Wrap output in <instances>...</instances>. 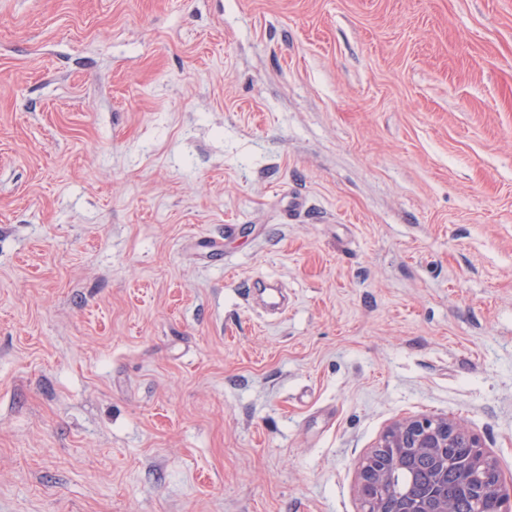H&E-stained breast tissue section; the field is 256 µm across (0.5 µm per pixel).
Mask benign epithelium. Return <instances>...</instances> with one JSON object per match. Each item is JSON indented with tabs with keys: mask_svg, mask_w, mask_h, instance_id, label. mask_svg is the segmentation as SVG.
Wrapping results in <instances>:
<instances>
[{
	"mask_svg": "<svg viewBox=\"0 0 512 512\" xmlns=\"http://www.w3.org/2000/svg\"><path fill=\"white\" fill-rule=\"evenodd\" d=\"M426 458L430 470L417 492L398 491L394 476L413 461ZM454 492L478 503L482 512H512V487L478 434L446 416H414L395 422L359 466L358 493L362 512H453L448 475Z\"/></svg>",
	"mask_w": 512,
	"mask_h": 512,
	"instance_id": "benign-epithelium-1",
	"label": "benign epithelium"
}]
</instances>
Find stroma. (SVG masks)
Instances as JSON below:
<instances>
[{"mask_svg": "<svg viewBox=\"0 0 512 512\" xmlns=\"http://www.w3.org/2000/svg\"><path fill=\"white\" fill-rule=\"evenodd\" d=\"M410 416L512 481V0H0V512H361Z\"/></svg>", "mask_w": 512, "mask_h": 512, "instance_id": "stroma-1", "label": "stroma"}]
</instances>
